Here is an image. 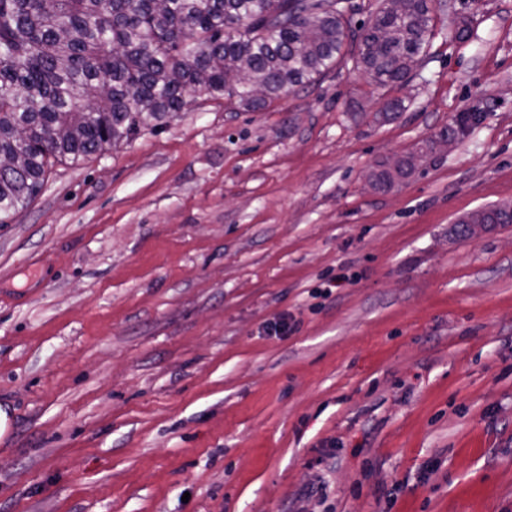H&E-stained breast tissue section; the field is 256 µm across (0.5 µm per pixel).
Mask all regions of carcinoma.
<instances>
[{"instance_id":"carcinoma-1","label":"carcinoma","mask_w":512,"mask_h":512,"mask_svg":"<svg viewBox=\"0 0 512 512\" xmlns=\"http://www.w3.org/2000/svg\"><path fill=\"white\" fill-rule=\"evenodd\" d=\"M346 0H0V224L63 160L101 155L180 112L186 95L257 109L346 54L382 86L426 53L445 0H378L354 29ZM261 99L226 84L242 64Z\"/></svg>"}]
</instances>
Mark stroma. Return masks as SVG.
Returning a JSON list of instances; mask_svg holds the SVG:
<instances>
[{"mask_svg":"<svg viewBox=\"0 0 512 512\" xmlns=\"http://www.w3.org/2000/svg\"><path fill=\"white\" fill-rule=\"evenodd\" d=\"M433 17L404 84L192 93L0 224V512H512V224L457 227L512 208V0Z\"/></svg>","mask_w":512,"mask_h":512,"instance_id":"obj_1","label":"stroma"}]
</instances>
